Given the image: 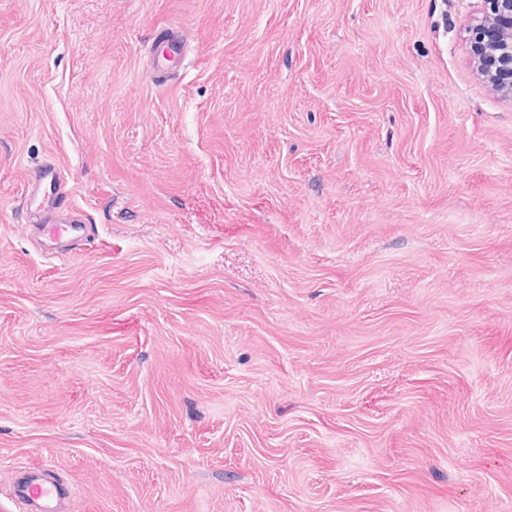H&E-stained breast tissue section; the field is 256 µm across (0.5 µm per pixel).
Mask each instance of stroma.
Here are the masks:
<instances>
[{
  "label": "stroma",
  "instance_id": "35a3bbf8",
  "mask_svg": "<svg viewBox=\"0 0 512 512\" xmlns=\"http://www.w3.org/2000/svg\"><path fill=\"white\" fill-rule=\"evenodd\" d=\"M476 4L0 0V512L38 462L75 512H512ZM61 171L53 163H44L35 169L29 175L28 190L31 195L36 193L44 184L50 183L56 186L61 181Z\"/></svg>",
  "mask_w": 512,
  "mask_h": 512
}]
</instances>
